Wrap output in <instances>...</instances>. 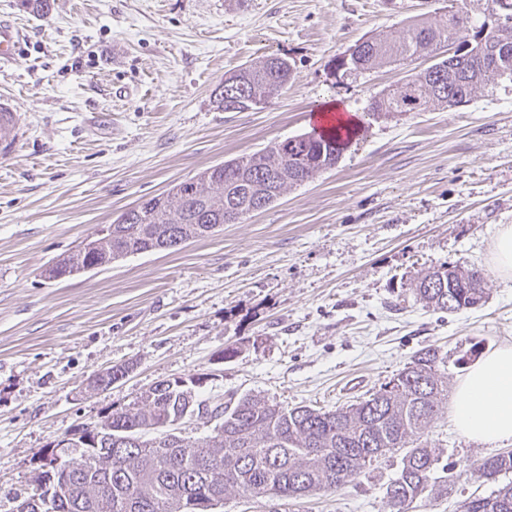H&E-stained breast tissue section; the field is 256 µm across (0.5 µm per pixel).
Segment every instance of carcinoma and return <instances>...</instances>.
<instances>
[{"instance_id": "carcinoma-1", "label": "carcinoma", "mask_w": 512, "mask_h": 512, "mask_svg": "<svg viewBox=\"0 0 512 512\" xmlns=\"http://www.w3.org/2000/svg\"><path fill=\"white\" fill-rule=\"evenodd\" d=\"M470 23L469 12L461 8L445 20H413L395 38L356 44L339 67L364 71L413 58L434 59L373 97L367 115L375 120L466 103L477 84L512 78V54L493 69L488 63V51L495 46L512 50V23L483 41L484 26L477 27L472 48L456 65L441 56L448 40ZM292 73L287 59L266 57L224 77L215 103L224 112L253 109L267 103ZM348 143L337 131L312 130L209 166L123 212L96 249L64 255L45 269V276L58 279L87 265L98 269L130 255L173 249L177 236L205 238L225 223L226 214L241 220L272 206L286 188L334 168ZM201 212L211 219L199 222ZM472 279V269L456 263L450 272L444 262L418 279L416 293L435 312L457 313L486 300V289L463 286ZM442 363L439 348L424 347L368 397L334 410L284 407L249 394L200 400L194 384L161 380L132 405L102 414L98 459L88 466L78 460L75 468L53 473L50 506L43 512H191L195 503L222 501L229 491L296 499L345 486L380 457L399 451L401 469L387 485L385 498L389 512H406L418 498L448 492V481L434 477L436 449L421 440L447 397ZM194 413L210 426L207 435L197 441L168 435L166 424ZM473 473L497 482L512 473V451L482 460ZM460 512H512V481L486 496L465 499Z\"/></svg>"}]
</instances>
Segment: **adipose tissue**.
Returning <instances> with one entry per match:
<instances>
[{
  "label": "adipose tissue",
  "instance_id": "ef3b65f1",
  "mask_svg": "<svg viewBox=\"0 0 512 512\" xmlns=\"http://www.w3.org/2000/svg\"><path fill=\"white\" fill-rule=\"evenodd\" d=\"M452 420L468 440L492 446L512 442V344L472 365L454 391Z\"/></svg>",
  "mask_w": 512,
  "mask_h": 512
}]
</instances>
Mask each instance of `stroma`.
<instances>
[{
  "instance_id": "1",
  "label": "stroma",
  "mask_w": 512,
  "mask_h": 512,
  "mask_svg": "<svg viewBox=\"0 0 512 512\" xmlns=\"http://www.w3.org/2000/svg\"><path fill=\"white\" fill-rule=\"evenodd\" d=\"M450 0H0L27 32L0 69L20 115L0 145V512H15L51 442L156 382L199 398L253 394L326 410L397 373L419 349L447 358L449 387L512 344V280L488 274L512 224V79L468 103L360 125L335 168L269 208L176 251L135 254L50 280L44 271L141 199L200 170L308 132L334 105L356 116L428 62L362 73L340 60L366 38L440 18ZM293 75L269 104L216 109L225 75L263 56ZM462 261L487 273L484 305L424 307L413 283ZM236 348L234 357L224 351ZM129 365L104 391L94 374ZM443 402L423 438L454 480L407 512H459L492 483L467 468L497 447L467 440ZM400 454L313 497L228 492L218 512H389Z\"/></svg>"
}]
</instances>
